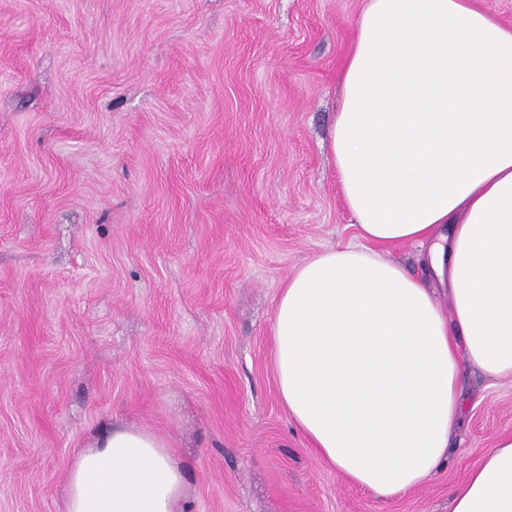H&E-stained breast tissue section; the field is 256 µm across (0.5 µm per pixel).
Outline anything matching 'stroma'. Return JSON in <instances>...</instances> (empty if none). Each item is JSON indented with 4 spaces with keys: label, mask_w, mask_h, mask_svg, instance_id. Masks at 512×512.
Returning a JSON list of instances; mask_svg holds the SVG:
<instances>
[{
    "label": "stroma",
    "mask_w": 512,
    "mask_h": 512,
    "mask_svg": "<svg viewBox=\"0 0 512 512\" xmlns=\"http://www.w3.org/2000/svg\"><path fill=\"white\" fill-rule=\"evenodd\" d=\"M364 0H0V512H64L81 448L165 439L186 512H451L512 378L467 370L453 459L392 498L283 407L271 323L354 242L327 145Z\"/></svg>",
    "instance_id": "obj_1"
}]
</instances>
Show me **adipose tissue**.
I'll use <instances>...</instances> for the list:
<instances>
[{
    "instance_id": "1",
    "label": "adipose tissue",
    "mask_w": 512,
    "mask_h": 512,
    "mask_svg": "<svg viewBox=\"0 0 512 512\" xmlns=\"http://www.w3.org/2000/svg\"><path fill=\"white\" fill-rule=\"evenodd\" d=\"M329 133L358 243L304 262L274 318L278 394L315 453L384 497L446 469L458 381L512 377V26L475 0H366ZM426 247L450 310L380 246ZM65 512H185L168 443L121 427L87 445ZM452 512H512V434Z\"/></svg>"
}]
</instances>
